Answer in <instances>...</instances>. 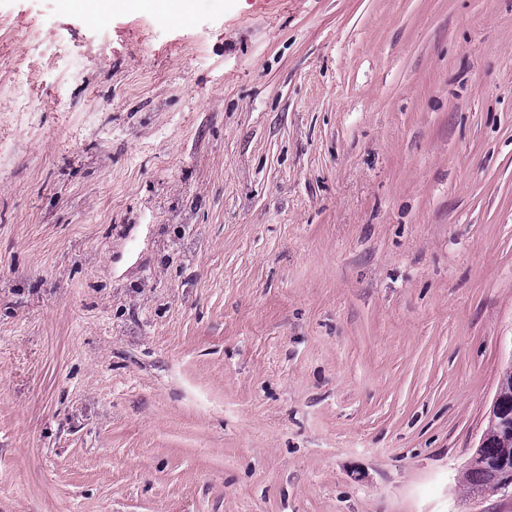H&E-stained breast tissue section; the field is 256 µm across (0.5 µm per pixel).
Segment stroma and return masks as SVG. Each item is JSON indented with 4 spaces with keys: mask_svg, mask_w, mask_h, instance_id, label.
I'll use <instances>...</instances> for the list:
<instances>
[{
    "mask_svg": "<svg viewBox=\"0 0 512 512\" xmlns=\"http://www.w3.org/2000/svg\"><path fill=\"white\" fill-rule=\"evenodd\" d=\"M511 367L512 0H0V512H512ZM487 436L486 441L482 446H478L477 449L481 452L485 460L497 462V461H510L512 462V436L511 434L501 435L498 437L495 432L491 429L490 421L486 428ZM475 451V452H476ZM491 478L487 486V472L481 468L469 467L466 472V480L469 489L473 493L501 494L504 497L512 498V464L500 462L489 467ZM485 486V488H484Z\"/></svg>",
    "mask_w": 512,
    "mask_h": 512,
    "instance_id": "stroma-1",
    "label": "stroma"
}]
</instances>
